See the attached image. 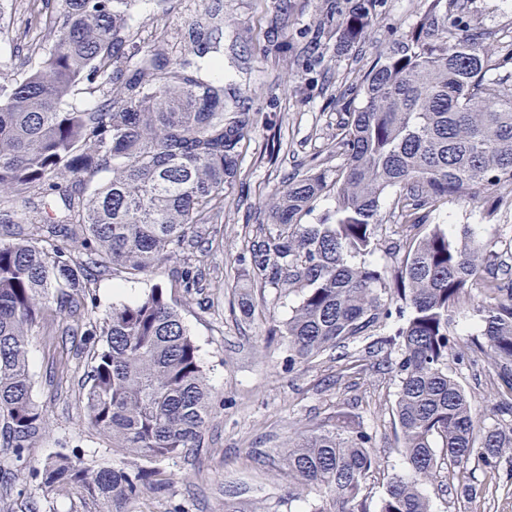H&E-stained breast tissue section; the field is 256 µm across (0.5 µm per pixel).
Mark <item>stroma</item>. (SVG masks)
Instances as JSON below:
<instances>
[{
	"mask_svg": "<svg viewBox=\"0 0 512 512\" xmlns=\"http://www.w3.org/2000/svg\"><path fill=\"white\" fill-rule=\"evenodd\" d=\"M355 0H293L288 23H280L275 0H139L136 41L163 46L173 57L187 53L181 35L204 9L224 17L226 84L250 114L240 174L224 186V212L206 225L209 248L202 257V288L186 295L179 267L170 263L125 281L102 276L95 290L100 306L130 302L151 287L164 289L200 349L214 396L200 447L156 463L153 485L133 499H93L64 491L43 504L32 469L62 449L80 448L87 461L118 467L134 457L113 451L91 429L79 408L89 356L79 336L33 337L29 366L33 395L50 422L46 435L23 459L0 448V512H224L233 500L242 512H309L312 498L297 497L276 456L296 429H317L338 414L355 416L373 435V448L392 469L406 468L397 452L392 407L397 386L372 368L361 378L335 381L328 357L289 362L288 346L275 336L299 302L298 291L275 292L241 258L260 233L258 216L294 169L336 157V135L346 111L348 86L374 61L391 29L406 31L418 19L419 0H376L374 24L356 48L337 53L327 7L347 13ZM32 0H0V71L17 75L41 59V33L28 26ZM466 20L512 41V0H459ZM485 424L493 412V372L486 362L452 364ZM482 492L463 497L454 473L445 472L425 492L434 512H512V452L497 472L472 471Z\"/></svg>",
	"mask_w": 512,
	"mask_h": 512,
	"instance_id": "stroma-1",
	"label": "stroma"
}]
</instances>
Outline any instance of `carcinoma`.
Returning a JSON list of instances; mask_svg holds the SVG:
<instances>
[{"instance_id":"1","label":"carcinoma","mask_w":512,"mask_h":512,"mask_svg":"<svg viewBox=\"0 0 512 512\" xmlns=\"http://www.w3.org/2000/svg\"><path fill=\"white\" fill-rule=\"evenodd\" d=\"M375 2L357 0L337 20L341 49L362 41ZM136 4L45 0L41 61L0 77V225L14 228L0 239V447L21 459L48 429L33 398L29 345L63 315L93 342L84 419L144 462L131 471L58 453L32 470L48 496H139L149 465L200 446L211 413L199 349L163 289L107 309L94 293L108 271L137 280L178 257L193 294L190 230L221 219L250 124L226 102L219 13L195 15L183 33L191 57L176 59L160 45H137ZM457 5L420 0L416 24L391 31L348 87L361 106L342 123V163L289 177L244 257L264 286L300 289L280 330L288 362L337 350L340 374L359 373L366 356L349 344L383 328L374 353L398 351L393 416L407 471L390 474L378 512H433L423 486L442 465L462 475L473 461L495 469L512 448V266L472 225L431 223L452 201L472 204L485 224L512 213V49L463 22ZM78 90L93 107L73 102ZM327 191L333 209L302 223ZM16 199L28 207H14ZM384 215L398 228L394 267L374 260ZM461 318L476 321L480 335L459 329ZM473 355L495 376L502 421L490 426L449 370ZM372 441L347 418L297 430L279 467L296 489L321 494L311 512H370V480L384 466Z\"/></svg>"}]
</instances>
